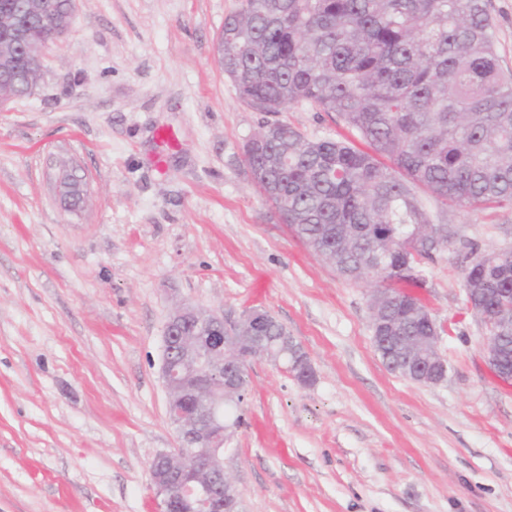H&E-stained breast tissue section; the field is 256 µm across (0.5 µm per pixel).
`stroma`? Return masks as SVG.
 I'll return each instance as SVG.
<instances>
[{
	"label": "stroma",
	"mask_w": 512,
	"mask_h": 512,
	"mask_svg": "<svg viewBox=\"0 0 512 512\" xmlns=\"http://www.w3.org/2000/svg\"><path fill=\"white\" fill-rule=\"evenodd\" d=\"M237 0H76L34 93L0 106V512H158L149 465L177 447L160 375L186 303L270 312L314 371L255 359L224 470L244 512H512V385L486 363L461 247H512V210L424 193L447 250L412 292L446 378L391 372L373 287L285 224L244 161L266 123L344 138L335 114L258 112L216 62ZM178 144H162L160 130ZM164 169H157V156ZM87 185L66 209L63 173Z\"/></svg>",
	"instance_id": "35a3bbf8"
}]
</instances>
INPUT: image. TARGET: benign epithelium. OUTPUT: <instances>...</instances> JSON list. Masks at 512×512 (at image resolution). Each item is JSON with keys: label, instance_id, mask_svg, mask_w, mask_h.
I'll list each match as a JSON object with an SVG mask.
<instances>
[{"label": "benign epithelium", "instance_id": "1", "mask_svg": "<svg viewBox=\"0 0 512 512\" xmlns=\"http://www.w3.org/2000/svg\"><path fill=\"white\" fill-rule=\"evenodd\" d=\"M10 44L24 45L33 64L41 69L49 42L28 39V32L14 27L5 35ZM370 304L375 326H388L384 320L388 298L380 289ZM482 288L466 289L470 310L487 325L488 331L512 328V303L503 300L489 313L475 306ZM272 314L264 310L244 313L232 336L224 318L182 305L168 316L163 336L161 376L168 390L167 415L175 427L179 446L158 452L151 462V482L160 512H243L242 501L233 480L224 473V441L232 425L224 421V402L238 404L245 397L239 371L250 359L265 358L282 365L266 337L258 335ZM387 337L393 349L413 364L414 380L434 385L448 372L445 360L436 354L438 336H403L395 328ZM487 363L503 381L512 380L504 353L488 345Z\"/></svg>", "mask_w": 512, "mask_h": 512}]
</instances>
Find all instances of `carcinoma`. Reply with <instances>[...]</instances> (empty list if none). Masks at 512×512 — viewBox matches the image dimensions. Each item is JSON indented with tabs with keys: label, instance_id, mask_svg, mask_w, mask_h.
Instances as JSON below:
<instances>
[{
	"label": "carcinoma",
	"instance_id": "1",
	"mask_svg": "<svg viewBox=\"0 0 512 512\" xmlns=\"http://www.w3.org/2000/svg\"><path fill=\"white\" fill-rule=\"evenodd\" d=\"M43 39L70 27V0H0L4 21ZM488 0H238L217 39V62L258 112L307 105L336 114L368 144L309 140L286 121L246 159L266 198L336 272L391 289L407 336L431 325L411 313L384 271L448 248L413 247L403 232L431 219L417 191L450 207H512V69L501 64ZM16 78L0 104L29 95L41 71L11 48ZM512 301V253L468 268Z\"/></svg>",
	"mask_w": 512,
	"mask_h": 512
}]
</instances>
